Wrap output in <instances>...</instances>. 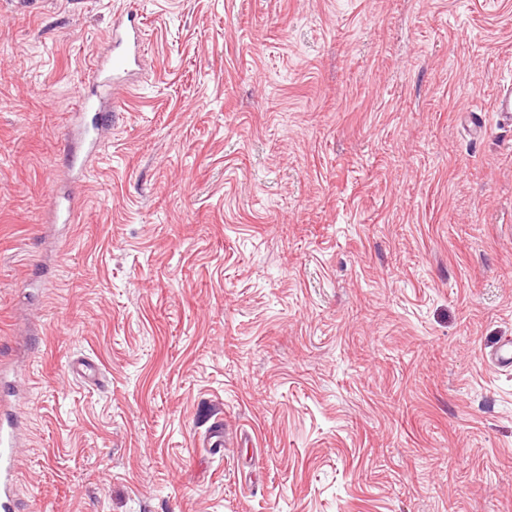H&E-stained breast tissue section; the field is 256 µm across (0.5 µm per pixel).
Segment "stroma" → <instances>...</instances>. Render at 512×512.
I'll use <instances>...</instances> for the list:
<instances>
[{"mask_svg":"<svg viewBox=\"0 0 512 512\" xmlns=\"http://www.w3.org/2000/svg\"><path fill=\"white\" fill-rule=\"evenodd\" d=\"M127 10L146 67L45 223ZM511 76L512 0H0L25 512H512Z\"/></svg>","mask_w":512,"mask_h":512,"instance_id":"1","label":"stroma"}]
</instances>
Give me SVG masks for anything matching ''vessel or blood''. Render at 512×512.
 Here are the masks:
<instances>
[{
    "mask_svg": "<svg viewBox=\"0 0 512 512\" xmlns=\"http://www.w3.org/2000/svg\"><path fill=\"white\" fill-rule=\"evenodd\" d=\"M140 33L133 20L115 19L110 51L99 58L90 71V88L82 96L80 108L67 128V151L93 155L101 136L108 130L112 98L131 87L140 66ZM22 435L16 424L0 421V512H21L14 486L17 479V450Z\"/></svg>",
    "mask_w": 512,
    "mask_h": 512,
    "instance_id": "obj_1",
    "label": "vessel or blood"
}]
</instances>
